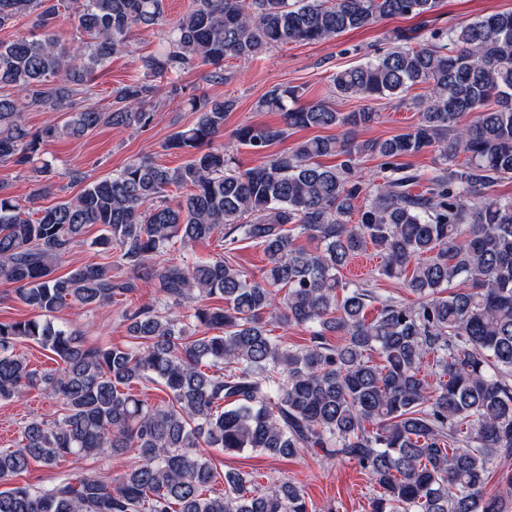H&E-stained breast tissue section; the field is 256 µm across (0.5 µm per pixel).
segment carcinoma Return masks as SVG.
Instances as JSON below:
<instances>
[{
  "label": "carcinoma",
  "mask_w": 512,
  "mask_h": 512,
  "mask_svg": "<svg viewBox=\"0 0 512 512\" xmlns=\"http://www.w3.org/2000/svg\"><path fill=\"white\" fill-rule=\"evenodd\" d=\"M66 6L77 42L51 28ZM437 0H190L169 21L163 0H0V28L32 18V31L0 43V168L54 177L42 145L79 141L102 124L148 129L157 120L155 78L209 66L224 82V59L253 60L273 46L321 42L395 17L419 19L391 46L332 75L336 95L365 102L338 112L303 103L296 86H276L257 104L278 125H245L237 141L255 153L300 128H337L241 170L216 140L235 99H189L194 123L166 148L190 156L177 167L148 156L86 181L74 197L38 210L0 187V280L31 316L0 321V399L37 390L62 414L34 415L11 448L0 449V512H309L295 484L260 486L220 471L211 451L314 454L355 461L376 486L371 512H508L512 475L484 492L490 467L512 456V198L488 189L512 179V10L420 38ZM136 28H159L141 57L144 78L90 103L94 73L127 52ZM411 99L418 121L386 139L355 132L379 119L369 102ZM67 112L33 132L25 112ZM437 153L428 172L402 157ZM337 157L335 165L320 162ZM381 158L369 188L362 161ZM183 190L179 197L172 189ZM357 220H352V217ZM100 226L92 245L110 262H59ZM305 236L314 248L296 244ZM217 238L220 252L193 246ZM246 241L265 257L260 278L231 261ZM376 274L415 296L380 298L343 279L368 245ZM155 287L153 303L123 298ZM222 301L213 305L210 300ZM380 308L369 319L373 302ZM120 305L130 341L87 346L56 314ZM307 327L289 346L284 330ZM341 336L328 343L326 334ZM32 342L54 367L38 370L18 352ZM434 360L430 375L421 372ZM160 386L151 402L133 387ZM136 452L121 474H61L46 486L15 481L31 462L104 451ZM224 483L216 494L215 484Z\"/></svg>",
  "instance_id": "carcinoma-1"
}]
</instances>
